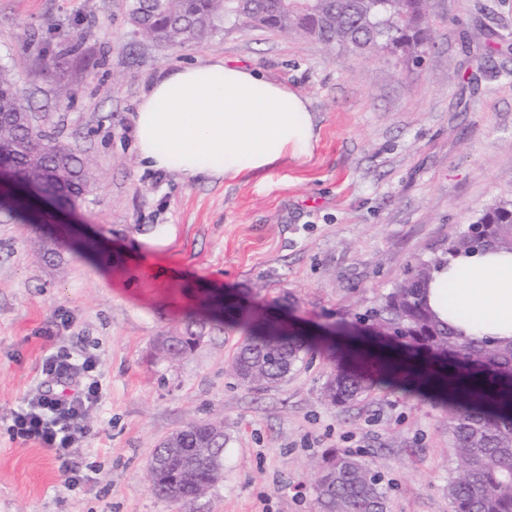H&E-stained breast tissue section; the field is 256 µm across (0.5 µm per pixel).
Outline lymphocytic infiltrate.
I'll return each instance as SVG.
<instances>
[{
	"label": "lymphocytic infiltrate",
	"instance_id": "f902f5d3",
	"mask_svg": "<svg viewBox=\"0 0 512 512\" xmlns=\"http://www.w3.org/2000/svg\"><path fill=\"white\" fill-rule=\"evenodd\" d=\"M100 397L94 358L83 354L48 356L36 392L13 412L11 430L23 440L39 443L59 462L70 482H78L75 459L88 433V413Z\"/></svg>",
	"mask_w": 512,
	"mask_h": 512
}]
</instances>
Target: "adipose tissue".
<instances>
[{
    "label": "adipose tissue",
    "instance_id": "obj_1",
    "mask_svg": "<svg viewBox=\"0 0 512 512\" xmlns=\"http://www.w3.org/2000/svg\"><path fill=\"white\" fill-rule=\"evenodd\" d=\"M133 124L140 163L189 182L300 160L316 142L306 98L223 61L170 71L144 96ZM426 301L456 331L512 340V250L458 255L433 272Z\"/></svg>",
    "mask_w": 512,
    "mask_h": 512
}]
</instances>
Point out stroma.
Returning <instances> with one entry per match:
<instances>
[{"instance_id": "1", "label": "stroma", "mask_w": 512, "mask_h": 512, "mask_svg": "<svg viewBox=\"0 0 512 512\" xmlns=\"http://www.w3.org/2000/svg\"><path fill=\"white\" fill-rule=\"evenodd\" d=\"M430 3L433 46L407 68L234 21L199 43L161 45L135 33L127 0H0V66L96 174L68 210L41 216L0 197V512H319L317 465L337 450L380 472L388 512H453L447 394L323 399L326 347L343 350L358 314L408 268L512 199V55L469 51L477 28L512 29V0ZM219 60L308 99L310 158L194 182L142 169L132 117L143 95L179 66ZM58 235L63 262L42 261ZM226 305L283 317L313 347L278 385L244 386L228 370L242 333ZM190 314L211 324L200 344L159 358L157 337ZM57 352L95 357L102 382L72 486L7 430ZM215 418L228 436L222 479L187 507L154 495L155 449Z\"/></svg>"}]
</instances>
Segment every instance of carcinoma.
Masks as SVG:
<instances>
[{
    "mask_svg": "<svg viewBox=\"0 0 512 512\" xmlns=\"http://www.w3.org/2000/svg\"><path fill=\"white\" fill-rule=\"evenodd\" d=\"M429 0H128L133 26L157 43L174 47L208 39L226 18L280 33L305 34L331 48L417 64L426 52ZM483 44L512 51V35L481 32ZM8 71L0 67V113L27 112ZM0 157L23 179L44 181L49 190L80 198L96 177L91 164L46 131L0 120ZM477 223L486 225L485 242L463 234L448 242L433 261L410 268L379 308L366 315L370 325L391 334L403 347L429 356L438 388L455 400L448 435L456 450L458 474L448 479L454 512H512V341L465 336L438 321L424 302L435 268L467 252L512 249V199L486 208ZM244 333L228 364L249 387L272 386L288 375L311 345L300 337L256 325L239 313ZM205 324L187 319L176 344L161 353L176 359L191 353ZM421 372L403 361H380L365 369L338 367L325 385V398L346 405L381 388H408ZM222 421H190L155 450L151 491L191 504L223 476ZM319 512H387L386 491L377 472L349 452L331 454L316 488Z\"/></svg>",
    "mask_w": 512,
    "mask_h": 512,
    "instance_id": "carcinoma-1",
    "label": "carcinoma"
}]
</instances>
